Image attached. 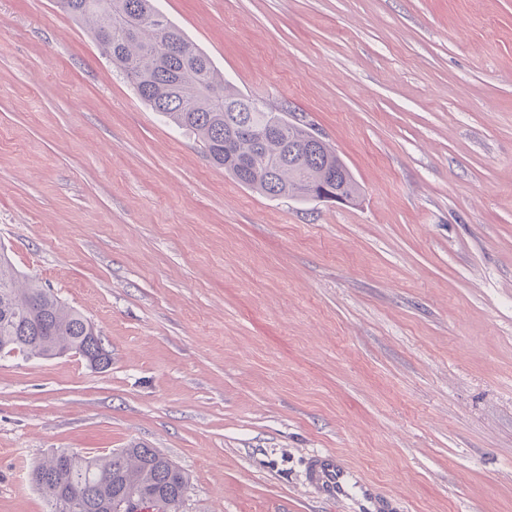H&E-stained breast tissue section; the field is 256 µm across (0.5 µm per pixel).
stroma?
Wrapping results in <instances>:
<instances>
[{"mask_svg": "<svg viewBox=\"0 0 512 512\" xmlns=\"http://www.w3.org/2000/svg\"><path fill=\"white\" fill-rule=\"evenodd\" d=\"M240 92L306 116L356 204L271 199L152 112L55 0H0V253L108 368L0 358V512L59 450L141 443L179 512H512V0H155ZM305 480L321 498L348 512H384L376 488L349 465L329 452L311 454L305 462Z\"/></svg>", "mask_w": 512, "mask_h": 512, "instance_id": "stroma-1", "label": "stroma"}]
</instances>
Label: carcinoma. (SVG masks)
I'll use <instances>...</instances> for the list:
<instances>
[{"label": "carcinoma", "instance_id": "obj_1", "mask_svg": "<svg viewBox=\"0 0 512 512\" xmlns=\"http://www.w3.org/2000/svg\"><path fill=\"white\" fill-rule=\"evenodd\" d=\"M71 17L87 22L109 62L132 84L139 99L179 127L194 132L207 157L238 183L269 198L312 199L325 171L344 173L345 191L359 185L343 159L324 144L301 165L284 160L292 146L291 129L308 124L297 118L278 130L259 134L276 108L241 93L210 56L183 30L160 13L153 0H60ZM223 90V105L210 96ZM250 131L229 136L240 125ZM18 272L0 254V356L53 358L73 352L105 369L112 353L105 349L92 322L40 286L20 288ZM30 483L51 505L50 512H129L140 498L157 512H179L187 478L154 448L135 444L104 456L72 451L51 454L33 466Z\"/></svg>", "mask_w": 512, "mask_h": 512}]
</instances>
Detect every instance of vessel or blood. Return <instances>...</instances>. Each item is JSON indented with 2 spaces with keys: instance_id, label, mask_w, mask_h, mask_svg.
<instances>
[{
  "instance_id": "vessel-or-blood-1",
  "label": "vessel or blood",
  "mask_w": 512,
  "mask_h": 512,
  "mask_svg": "<svg viewBox=\"0 0 512 512\" xmlns=\"http://www.w3.org/2000/svg\"><path fill=\"white\" fill-rule=\"evenodd\" d=\"M305 480L321 498L342 505L345 512L383 510L376 488L335 454H311L305 462Z\"/></svg>"
}]
</instances>
